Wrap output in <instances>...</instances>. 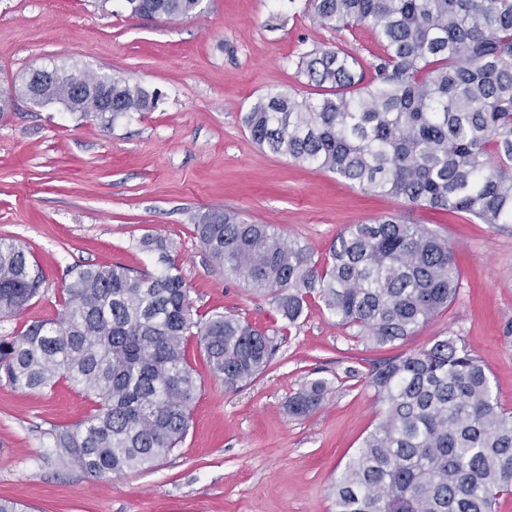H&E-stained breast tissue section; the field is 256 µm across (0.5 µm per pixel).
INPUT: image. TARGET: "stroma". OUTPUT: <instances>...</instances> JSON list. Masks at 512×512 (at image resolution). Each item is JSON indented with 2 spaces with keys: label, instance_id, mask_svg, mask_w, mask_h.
<instances>
[{
  "label": "stroma",
  "instance_id": "obj_1",
  "mask_svg": "<svg viewBox=\"0 0 512 512\" xmlns=\"http://www.w3.org/2000/svg\"><path fill=\"white\" fill-rule=\"evenodd\" d=\"M201 8L173 19L129 15L119 0H0V84L74 64L159 94L154 109L107 130L24 97L0 112V238L29 251L43 276L41 295L0 322V336L54 318L76 268L157 271L156 255L137 245L149 234L172 245L198 313L239 316L279 341L269 367L233 391L189 342L201 389L186 438L158 466L101 479L51 450L55 430L93 409L78 386L62 378L31 392L0 382V497L35 512H334L330 487L379 421L371 371L439 336L461 338L512 408V224L364 193L258 146L242 122L267 94L314 97L300 71L310 53L338 48L372 61L376 31L319 26L311 0ZM215 211L273 225L321 260L346 226L399 216L447 239L463 286L448 309L384 347L314 299L291 326L270 299L214 267L193 226ZM315 379L330 384L323 405L290 417L288 397Z\"/></svg>",
  "mask_w": 512,
  "mask_h": 512
}]
</instances>
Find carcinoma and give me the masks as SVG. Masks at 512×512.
I'll use <instances>...</instances> for the list:
<instances>
[{
	"mask_svg": "<svg viewBox=\"0 0 512 512\" xmlns=\"http://www.w3.org/2000/svg\"><path fill=\"white\" fill-rule=\"evenodd\" d=\"M123 2L147 17H187L200 4ZM313 8L322 26L376 28L371 78L340 49L309 55L303 73L319 97L259 98L242 116L252 139L368 193L512 224V0H313ZM55 74L61 80L43 82L41 105H63L69 86L81 85L71 112L106 129L155 102L121 77L65 66ZM194 235L216 269L271 298L288 324L316 299L378 346L406 340L462 288L448 241L396 216L347 226L322 262L271 225L230 212L209 214ZM139 245L159 253L156 272L79 268L57 318L0 336V381L40 391L65 377L93 400L86 419L53 434L56 454L92 478L152 467L186 437L200 389L189 339L227 390L260 374L278 348L232 314L199 317L172 247L149 236ZM41 286L23 247L0 239V321ZM369 386L381 416L332 485L335 512H493L496 496L512 492V410L461 339L438 337L383 363ZM329 390L324 379L308 383L288 414L309 415Z\"/></svg>",
	"mask_w": 512,
	"mask_h": 512,
	"instance_id": "obj_1",
	"label": "carcinoma"
}]
</instances>
